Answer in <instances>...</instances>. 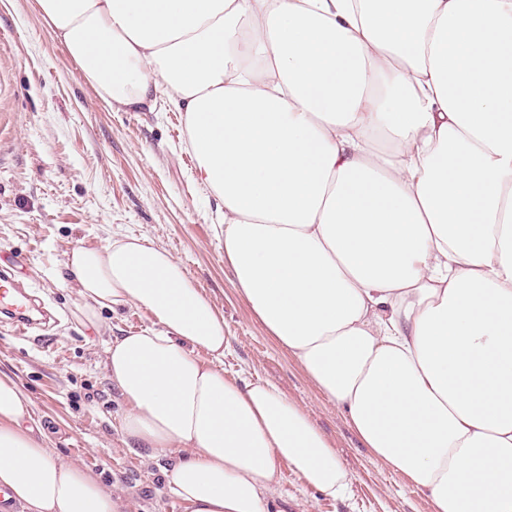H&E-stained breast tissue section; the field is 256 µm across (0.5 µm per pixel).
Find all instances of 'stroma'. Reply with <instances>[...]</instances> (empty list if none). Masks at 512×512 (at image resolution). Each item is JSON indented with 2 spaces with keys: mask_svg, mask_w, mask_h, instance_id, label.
<instances>
[{
  "mask_svg": "<svg viewBox=\"0 0 512 512\" xmlns=\"http://www.w3.org/2000/svg\"><path fill=\"white\" fill-rule=\"evenodd\" d=\"M0 257L55 313L33 336L0 323V373L30 398L55 455L115 486L126 512H182L170 493L166 457L129 451L119 430L122 401L104 370L113 337L149 326L148 314L103 311L87 325L65 268L76 246L102 248L135 235L168 249L224 316L228 376L276 384L330 440L349 473L350 493L319 495L283 469L281 512H433L405 476L364 448L344 415L308 381L297 361L268 336L237 292L224 260L215 199L196 178L184 119L166 97L154 110L112 111L36 9L35 0H0Z\"/></svg>",
  "mask_w": 512,
  "mask_h": 512,
  "instance_id": "1",
  "label": "stroma"
}]
</instances>
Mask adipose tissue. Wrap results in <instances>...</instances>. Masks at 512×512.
I'll use <instances>...</instances> for the list:
<instances>
[{
  "mask_svg": "<svg viewBox=\"0 0 512 512\" xmlns=\"http://www.w3.org/2000/svg\"><path fill=\"white\" fill-rule=\"evenodd\" d=\"M99 99L185 115L224 256L263 330L434 512H512V0H36ZM65 266L87 321L135 308L105 368L129 450L183 512H275L283 468L348 474L304 408L227 376L224 318L126 236ZM0 487L120 512L0 373Z\"/></svg>",
  "mask_w": 512,
  "mask_h": 512,
  "instance_id": "obj_1",
  "label": "adipose tissue"
}]
</instances>
